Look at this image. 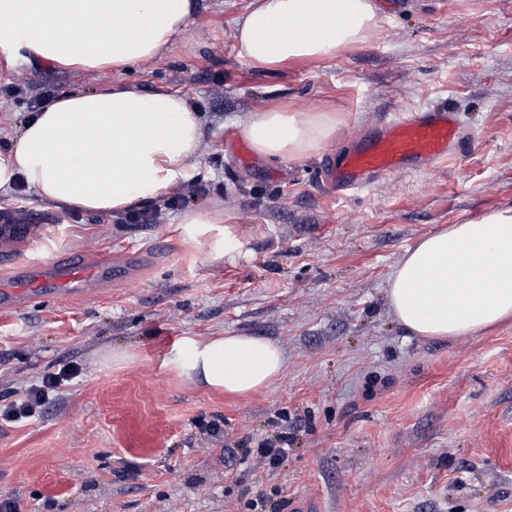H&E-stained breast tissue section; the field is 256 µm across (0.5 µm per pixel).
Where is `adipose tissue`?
<instances>
[{
	"label": "adipose tissue",
	"instance_id": "1",
	"mask_svg": "<svg viewBox=\"0 0 512 512\" xmlns=\"http://www.w3.org/2000/svg\"><path fill=\"white\" fill-rule=\"evenodd\" d=\"M199 10L197 0H0V51L62 71H129L166 52ZM373 0H250L236 21L240 54L271 71L367 43ZM204 116L184 96L117 81L61 93L0 148V193L25 184L59 208L112 214L155 201L181 180L203 146ZM260 156L302 158L331 144L332 112L268 108L241 129ZM196 245L236 260L243 243L220 211L187 207ZM386 298L397 321L425 338L476 333L512 318V208L422 238L396 265ZM165 365L202 388L246 396L286 366L282 348L250 335L185 336Z\"/></svg>",
	"mask_w": 512,
	"mask_h": 512
}]
</instances>
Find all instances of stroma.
I'll return each instance as SVG.
<instances>
[{"instance_id":"obj_1","label":"stroma","mask_w":512,"mask_h":512,"mask_svg":"<svg viewBox=\"0 0 512 512\" xmlns=\"http://www.w3.org/2000/svg\"><path fill=\"white\" fill-rule=\"evenodd\" d=\"M249 0H200L187 32L122 75L35 69L0 51V147L46 87L122 79L197 105L204 146L186 182L236 225L248 259L201 250L177 227L117 224L40 201L0 208L28 226L0 253L111 258L122 277L74 301L0 308V406L63 365L79 377L38 417L0 421V501L13 512H512V319L468 336L410 335L385 289L424 236L512 207V0H376L363 47L274 71L234 39ZM439 106L474 138L457 160L407 168L337 197L331 156L386 114ZM332 112L336 139L301 159L225 146L255 112ZM267 337L283 375L247 397L208 392L164 363L183 336ZM123 348L121 368L102 357ZM219 423L223 434L206 433ZM287 449L269 466L261 447Z\"/></svg>"}]
</instances>
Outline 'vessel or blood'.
Instances as JSON below:
<instances>
[{"label": "vessel or blood", "mask_w": 512, "mask_h": 512, "mask_svg": "<svg viewBox=\"0 0 512 512\" xmlns=\"http://www.w3.org/2000/svg\"><path fill=\"white\" fill-rule=\"evenodd\" d=\"M464 141L454 111L441 108L403 112L384 121L377 133L340 162L329 163L326 177L337 195L372 187L414 164L430 166L458 157ZM18 277L0 284V306L11 307L74 299L107 281L112 264L108 258L95 262L55 255L17 263Z\"/></svg>", "instance_id": "vessel-or-blood-1"}]
</instances>
